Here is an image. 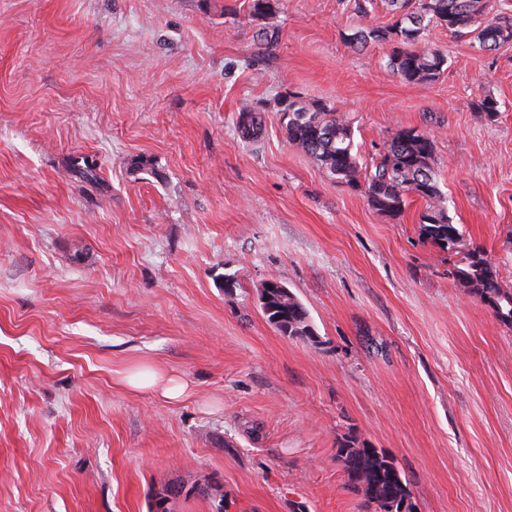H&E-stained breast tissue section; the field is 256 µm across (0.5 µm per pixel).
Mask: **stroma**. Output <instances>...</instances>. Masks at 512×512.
I'll return each instance as SVG.
<instances>
[{
	"label": "stroma",
	"instance_id": "stroma-1",
	"mask_svg": "<svg viewBox=\"0 0 512 512\" xmlns=\"http://www.w3.org/2000/svg\"><path fill=\"white\" fill-rule=\"evenodd\" d=\"M358 23L350 0L264 21L248 0H0V512H150L204 476L226 512H365L350 431L414 512H512V325L449 277L423 199L380 214L281 124L291 97L346 113L365 164L433 135L454 224L512 288V43L433 29L447 68L412 84L392 44L351 46ZM271 279L314 341L267 322ZM141 365L188 395L129 389ZM237 128L243 138L255 139L262 131V117L249 106L243 107L237 117ZM336 460L346 472L349 483L362 496L368 512H391L387 499H398L396 511L410 492L394 458L386 451L373 448L353 433L337 438ZM386 509L383 511L382 509ZM204 483L207 489L202 493L196 492V486L198 483ZM185 494L188 495H197L207 500H210L214 507L216 508V512L224 511V490L223 487L209 479L208 477H203L200 480H197L190 488L187 490L184 486L181 485H167L161 491H158L153 496L152 509L154 512H171V501L179 498Z\"/></svg>",
	"mask_w": 512,
	"mask_h": 512
}]
</instances>
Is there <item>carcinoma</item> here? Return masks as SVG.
Listing matches in <instances>:
<instances>
[{
    "label": "carcinoma",
    "mask_w": 512,
    "mask_h": 512,
    "mask_svg": "<svg viewBox=\"0 0 512 512\" xmlns=\"http://www.w3.org/2000/svg\"><path fill=\"white\" fill-rule=\"evenodd\" d=\"M360 26L351 35L355 45L393 42L390 66L408 83H431L443 72L447 58L426 42L434 26L457 35L472 34L482 49L492 51L512 42V0H504L500 13L484 21L487 0H387L389 12L397 20L386 26L368 22L374 0H353ZM278 0H249V14L266 20L276 13ZM281 121L289 144L309 156L337 182L352 188L365 186L369 204L379 213L398 218L411 192L426 202L420 217L421 231L442 250L461 256L455 270L460 284L488 302L496 316L512 324V290L502 287L497 268L485 252L465 242L462 232L448 214L446 197L435 177L434 141L430 134L414 129L401 130L387 144L379 161L370 168L360 164L354 153L351 122L340 112L324 105L290 99L282 109ZM237 128L246 139L257 138L262 117L243 107ZM267 321L278 322L279 332L299 341H311L316 334L308 311L287 288H272L259 297ZM336 460L346 472L349 483L362 496L366 512L390 509L386 500L410 499L404 476L394 458L373 448L353 433L341 435L336 442ZM206 490L200 497L211 501L216 512H224L223 487L207 477L200 479ZM196 494V486L167 485L153 496L154 512H171V501L182 495Z\"/></svg>",
    "instance_id": "carcinoma-1"
}]
</instances>
